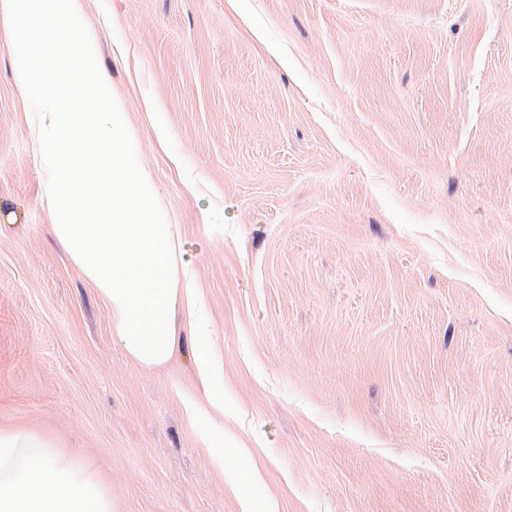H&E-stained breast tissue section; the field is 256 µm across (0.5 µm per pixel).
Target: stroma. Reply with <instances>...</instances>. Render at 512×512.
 Listing matches in <instances>:
<instances>
[{
	"label": "stroma",
	"mask_w": 512,
	"mask_h": 512,
	"mask_svg": "<svg viewBox=\"0 0 512 512\" xmlns=\"http://www.w3.org/2000/svg\"><path fill=\"white\" fill-rule=\"evenodd\" d=\"M0 16V430L92 467L118 512H512V0H77L199 302L163 370L112 341L51 227ZM223 414L190 422L195 346ZM238 455L217 469L201 431Z\"/></svg>",
	"instance_id": "stroma-1"
}]
</instances>
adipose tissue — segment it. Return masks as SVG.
<instances>
[{
  "label": "adipose tissue",
  "mask_w": 512,
  "mask_h": 512,
  "mask_svg": "<svg viewBox=\"0 0 512 512\" xmlns=\"http://www.w3.org/2000/svg\"><path fill=\"white\" fill-rule=\"evenodd\" d=\"M38 136L56 238L109 309L113 341L141 368L164 367L181 343L175 307H192L195 289L175 276L181 228L155 207L124 113L112 106L88 121L47 112ZM92 141L104 144L103 154L85 151ZM0 512H116V504L83 462L50 440L0 431Z\"/></svg>",
  "instance_id": "obj_1"
}]
</instances>
